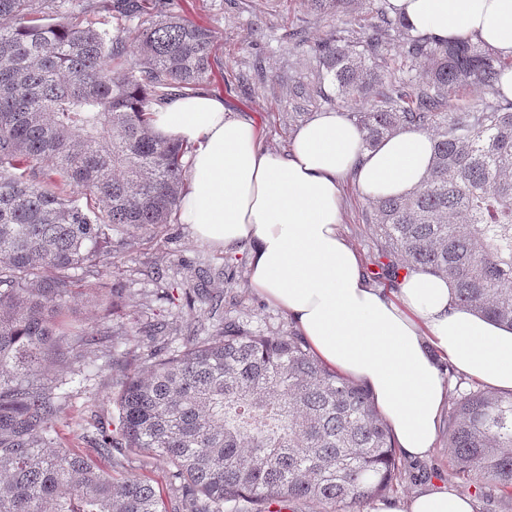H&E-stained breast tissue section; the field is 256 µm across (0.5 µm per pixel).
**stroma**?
<instances>
[{"instance_id": "stroma-1", "label": "stroma", "mask_w": 512, "mask_h": 512, "mask_svg": "<svg viewBox=\"0 0 512 512\" xmlns=\"http://www.w3.org/2000/svg\"><path fill=\"white\" fill-rule=\"evenodd\" d=\"M368 12L367 0H354L347 11L325 14L314 10L309 0H195L188 17L212 27L220 45L221 65L203 89L223 98L231 118L253 120L266 149L285 153L297 129L315 113L340 108L358 112L364 107L360 101L346 103L335 97L327 102L313 95L322 67L312 53L297 46L295 32H303L311 43L333 34L355 39ZM371 218L370 199L354 179H345L340 230L361 256L366 271L373 273L377 252ZM203 262L219 270L206 280L207 291L233 301L228 318L246 321L269 336L292 329L288 317L251 287L246 243L213 247L195 239L188 225L179 222L134 231L132 248L116 258L104 277L118 289L111 304H101L98 291L89 283H80L76 290L71 314L98 332L99 338L90 354L95 366L85 375L70 376L62 365L54 368L64 379L57 391L65 406V416L56 425L59 447L87 452L94 419L116 421L112 373L103 367L112 344L129 351V370L137 373L152 343L146 334L150 324L165 322L170 334L177 336L190 332L195 319L206 318L204 309L191 316L179 302L180 283L195 278ZM113 454L122 475L150 480L168 507H177L164 461L130 448L114 449ZM401 465L389 500H405L427 483L441 481L458 495L476 497L478 512H512V496L477 497L474 487L452 475L447 428H440L436 446L426 459L405 458Z\"/></svg>"}]
</instances>
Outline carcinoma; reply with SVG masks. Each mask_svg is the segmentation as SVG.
I'll list each match as a JSON object with an SVG mask.
<instances>
[{
  "label": "carcinoma",
  "mask_w": 512,
  "mask_h": 512,
  "mask_svg": "<svg viewBox=\"0 0 512 512\" xmlns=\"http://www.w3.org/2000/svg\"><path fill=\"white\" fill-rule=\"evenodd\" d=\"M69 0H0V512H167L146 479L115 474L112 449L165 460L182 512H277L317 501L362 512L401 474L389 427L367 386L339 374L290 331L267 336L224 318V299L188 281L184 307L208 316L176 348L153 345L150 371L120 376L115 434L89 454L54 449L65 408L47 359L84 373L95 333L66 321L73 289L104 272L132 229L177 220L193 146L159 135L154 108L191 96L217 62L214 31L175 0H102L83 23ZM362 36L314 46L321 81L374 147L401 129L429 132L426 184L372 200L383 278L445 275L459 304L512 327L511 67L480 41L412 33L384 0H368ZM397 37L400 76L378 61ZM429 63L425 81L411 64ZM476 86L484 97L455 101ZM80 186L76 195L71 187ZM453 474L512 495V395L471 389L448 425Z\"/></svg>",
  "instance_id": "1"
}]
</instances>
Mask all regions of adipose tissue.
<instances>
[{
	"mask_svg": "<svg viewBox=\"0 0 512 512\" xmlns=\"http://www.w3.org/2000/svg\"><path fill=\"white\" fill-rule=\"evenodd\" d=\"M414 33L476 38L512 57V0H389ZM155 129L196 146L180 218L196 239L246 242L251 287L292 320L328 366L367 384L404 456L432 452L450 386L438 364L500 395L512 394V329L456 302L447 277L401 274L397 288L369 285L340 232L341 181L370 198L405 196L429 176L433 139L400 130L363 149L345 113L320 112L289 152L267 150L256 125L230 118L205 92L158 106ZM477 503L432 483L381 512H476Z\"/></svg>",
	"mask_w": 512,
	"mask_h": 512,
	"instance_id": "obj_1",
	"label": "adipose tissue"
}]
</instances>
